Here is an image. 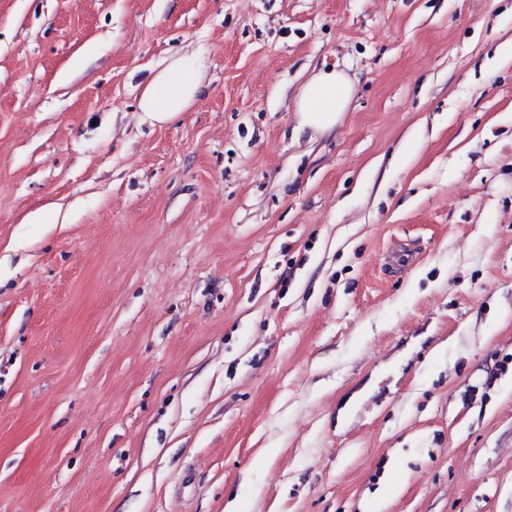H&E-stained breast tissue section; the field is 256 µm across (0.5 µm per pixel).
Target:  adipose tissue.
Wrapping results in <instances>:
<instances>
[{"instance_id": "adipose-tissue-1", "label": "adipose tissue", "mask_w": 512, "mask_h": 512, "mask_svg": "<svg viewBox=\"0 0 512 512\" xmlns=\"http://www.w3.org/2000/svg\"><path fill=\"white\" fill-rule=\"evenodd\" d=\"M204 63L195 54L171 59L143 88L138 107L151 120L164 124L188 111L202 91ZM349 75L329 66L313 74L299 94L297 125L322 134L333 130L348 105Z\"/></svg>"}]
</instances>
